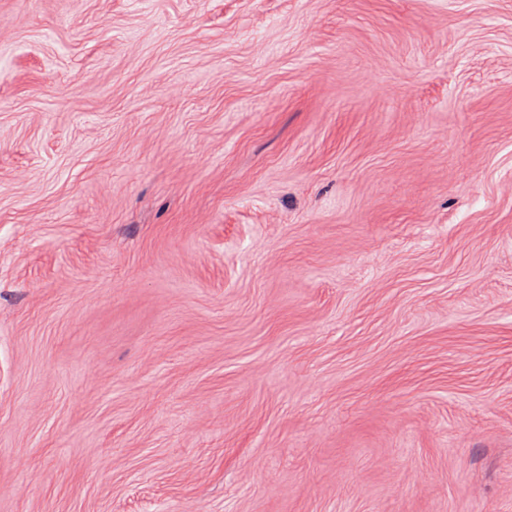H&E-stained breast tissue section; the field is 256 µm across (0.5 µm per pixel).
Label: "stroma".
I'll use <instances>...</instances> for the list:
<instances>
[{
  "instance_id": "stroma-1",
  "label": "stroma",
  "mask_w": 512,
  "mask_h": 512,
  "mask_svg": "<svg viewBox=\"0 0 512 512\" xmlns=\"http://www.w3.org/2000/svg\"><path fill=\"white\" fill-rule=\"evenodd\" d=\"M0 512H512V0H0Z\"/></svg>"
}]
</instances>
